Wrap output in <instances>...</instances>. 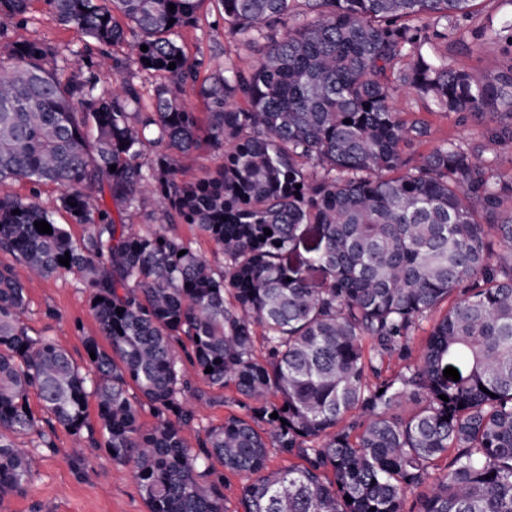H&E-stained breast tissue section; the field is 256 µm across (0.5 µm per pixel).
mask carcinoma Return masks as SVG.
I'll list each match as a JSON object with an SVG mask.
<instances>
[{
	"mask_svg": "<svg viewBox=\"0 0 512 512\" xmlns=\"http://www.w3.org/2000/svg\"><path fill=\"white\" fill-rule=\"evenodd\" d=\"M34 2L0 0V17L25 27ZM43 2L82 45L65 55L0 24V183L56 186L86 234L0 196V252L42 278L79 276L107 346L86 337L96 359L82 369L29 335L25 288L0 266V502L38 473L13 437L51 447L34 392L75 438L72 461L87 465L94 441L148 512H227L228 474L246 477L242 512H512V175L499 170L512 66L477 82L430 52L453 37L512 58V21L470 27L481 0H217L259 59L203 77L180 31L205 0ZM138 72L163 78L149 106ZM403 87L421 107H398ZM441 114L482 124L493 156L451 134L432 143ZM201 151L221 164L190 177L181 160ZM148 202L161 227L136 230L126 219ZM441 308L419 358L383 374ZM192 372L245 397L196 448L182 435ZM273 449L302 463L272 469Z\"/></svg>",
	"mask_w": 512,
	"mask_h": 512,
	"instance_id": "carcinoma-1",
	"label": "carcinoma"
}]
</instances>
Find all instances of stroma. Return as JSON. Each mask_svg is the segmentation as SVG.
Returning <instances> with one entry per match:
<instances>
[{
  "mask_svg": "<svg viewBox=\"0 0 512 512\" xmlns=\"http://www.w3.org/2000/svg\"><path fill=\"white\" fill-rule=\"evenodd\" d=\"M181 35L189 55L201 61L205 74L227 59L246 70L258 58L256 51L229 35L223 15L211 0H205L197 25L183 28ZM438 51L477 79L496 76L511 61L492 42L477 47L452 39L439 45ZM0 264L11 267L26 290V324L31 335L53 338L75 363L85 365L84 339L98 335L99 326L89 308V293L78 276L34 278L21 262L3 252ZM191 382L186 402L195 409L196 419L184 428L183 435L194 446L202 428L223 423L225 415L237 412L238 407L234 389L210 387L196 375ZM49 436L52 446L39 449L38 473L26 493L1 502L0 512H148L128 468L113 464L104 452L96 451L87 466L75 469L70 457L71 435L57 426Z\"/></svg>",
  "mask_w": 512,
  "mask_h": 512,
  "instance_id": "obj_1",
  "label": "stroma"
}]
</instances>
